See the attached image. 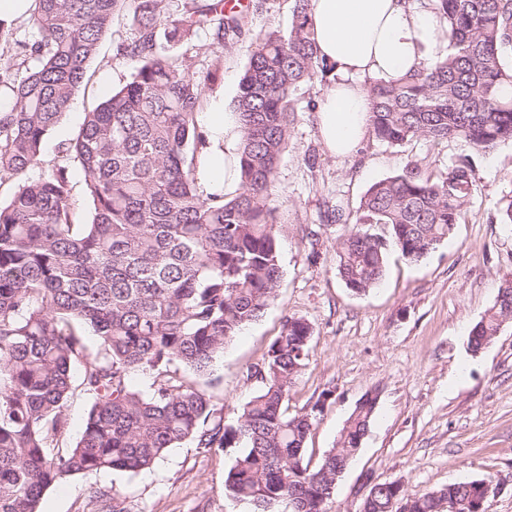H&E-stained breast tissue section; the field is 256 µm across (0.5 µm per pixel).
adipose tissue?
<instances>
[{
	"instance_id": "1",
	"label": "adipose tissue",
	"mask_w": 512,
	"mask_h": 512,
	"mask_svg": "<svg viewBox=\"0 0 512 512\" xmlns=\"http://www.w3.org/2000/svg\"><path fill=\"white\" fill-rule=\"evenodd\" d=\"M309 24L318 53L336 65V80L317 110L325 152L344 159L356 152L369 125L368 79L397 80L446 45L430 0H313ZM205 143L197 169L204 192L241 190L242 132L237 115L215 104L203 116Z\"/></svg>"
}]
</instances>
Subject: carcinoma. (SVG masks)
Listing matches in <instances>:
<instances>
[{
	"mask_svg": "<svg viewBox=\"0 0 512 512\" xmlns=\"http://www.w3.org/2000/svg\"><path fill=\"white\" fill-rule=\"evenodd\" d=\"M447 23L450 51L396 82L368 80L375 140L459 139L488 152L512 142V0H431ZM266 0L227 12L223 0H32V42L0 21V183L40 163L44 137L71 106L114 13L128 5L135 35L116 46L135 62L131 78L86 113L63 161L18 183L0 203V512H41L45 492L79 474L151 468L186 440L205 451L236 448L224 491L252 512H327L329 486L357 454L377 400L359 402L338 441L312 467L304 445L313 415L288 413V389L305 366L311 327L285 318L250 376L261 387L232 424L210 396L178 371L211 370L225 345L278 296L276 173L297 120V90L325 81L335 66L318 55L312 0H293L288 32H259L238 83L234 112L243 132L242 192L200 191L197 109L219 69L196 72L165 50L203 31L229 49ZM32 66L17 78L13 56ZM82 171L92 219L77 222L70 164ZM472 157L425 173L413 163L375 182L350 232L337 271L356 294L376 286L390 248L417 261L448 238L475 191ZM512 321V281L471 330L480 351ZM97 337L87 352L82 328ZM83 363L92 396L81 434L67 442L71 367ZM152 373L150 392L130 385ZM443 490L461 512H485V480ZM365 512H437L432 492L414 497L380 481Z\"/></svg>",
	"mask_w": 512,
	"mask_h": 512,
	"instance_id": "carcinoma-1",
	"label": "carcinoma"
}]
</instances>
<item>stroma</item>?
<instances>
[{"label":"stroma","instance_id":"stroma-1","mask_svg":"<svg viewBox=\"0 0 512 512\" xmlns=\"http://www.w3.org/2000/svg\"><path fill=\"white\" fill-rule=\"evenodd\" d=\"M291 22L292 0H269L228 51L213 48L202 33L171 47L194 71L221 68L220 80L205 88L201 111L217 101L232 111L253 34L285 32ZM133 35L129 10H120L71 108L43 143L42 167L57 162L61 144L76 137L86 112L129 80L133 65L117 56L116 45ZM465 154L475 160L476 189L464 221L420 260L390 251L382 280L367 292L346 288L336 271L337 250L353 225L327 221V207L337 203L355 213L376 181L413 162L434 173ZM510 192V142L484 153L453 139L391 146L368 136L354 157L334 160L320 141L315 113H299L274 188L283 270L278 298L196 382L225 421L235 420L260 387L249 370L279 335L284 317L306 320L309 355L289 389L288 406L293 414H316L307 458L318 461L334 448L359 401L378 395L369 431L337 478L328 512H361L370 478L400 482L414 496L483 477L496 484L486 512H512V322L480 352L469 348L472 328L512 280V226L498 216ZM325 392L329 400L315 411ZM234 456L231 448L202 452L188 440L136 474L69 477L46 491L41 508L90 512L93 492L115 487L124 493L125 512H247V504L224 494Z\"/></svg>","mask_w":512,"mask_h":512}]
</instances>
